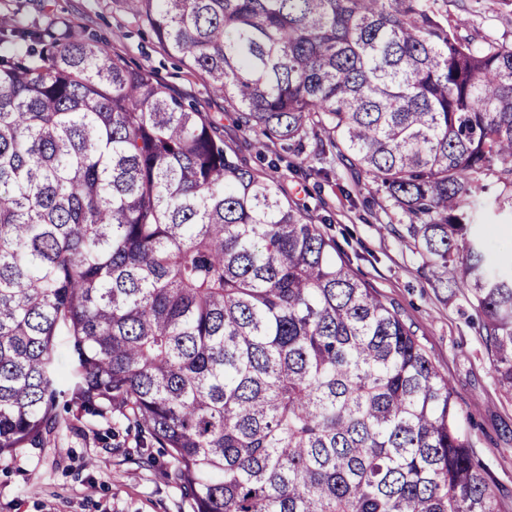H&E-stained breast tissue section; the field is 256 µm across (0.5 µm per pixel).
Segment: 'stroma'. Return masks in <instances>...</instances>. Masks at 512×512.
Wrapping results in <instances>:
<instances>
[{"label": "stroma", "mask_w": 512, "mask_h": 512, "mask_svg": "<svg viewBox=\"0 0 512 512\" xmlns=\"http://www.w3.org/2000/svg\"><path fill=\"white\" fill-rule=\"evenodd\" d=\"M448 15L491 40L512 44V10L498 0H483L474 12L450 0ZM0 16L21 26L93 37L107 52L123 53L152 71L198 111L221 118L224 137L236 145L240 160L276 176L289 199L308 208L335 238L358 276L412 325L452 385L461 427L498 485L503 512H512V400L490 371L475 312L463 294L434 288L413 245L401 238V212L375 193L371 177L334 153L316 158L314 140L289 147L240 130L223 96L165 51L147 25L133 18L127 0H0ZM111 425L81 414L77 433L24 450L15 463L0 467V512H177L180 492L164 467L126 459L135 440L107 438Z\"/></svg>", "instance_id": "1"}]
</instances>
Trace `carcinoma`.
I'll return each instance as SVG.
<instances>
[{"mask_svg":"<svg viewBox=\"0 0 512 512\" xmlns=\"http://www.w3.org/2000/svg\"><path fill=\"white\" fill-rule=\"evenodd\" d=\"M270 140L334 150L465 291L512 397V45L448 0H128ZM0 466L110 411L190 512H502L399 311L207 113L78 34L0 18ZM71 375H58L59 337Z\"/></svg>","mask_w":512,"mask_h":512,"instance_id":"cac0c4a2","label":"carcinoma"}]
</instances>
